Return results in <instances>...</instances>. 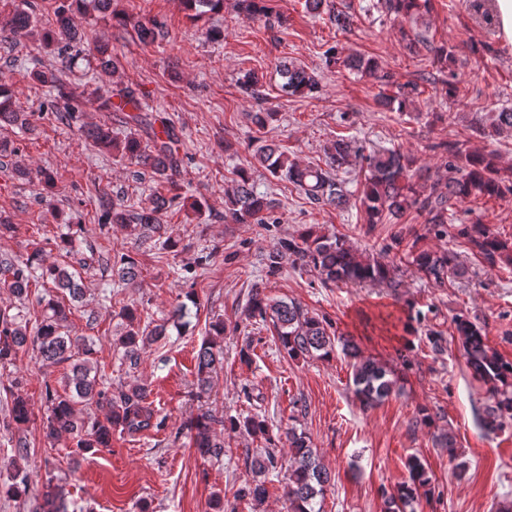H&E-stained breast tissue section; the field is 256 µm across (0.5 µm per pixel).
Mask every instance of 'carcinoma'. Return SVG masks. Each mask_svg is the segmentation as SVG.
Returning <instances> with one entry per match:
<instances>
[{
	"label": "carcinoma",
	"mask_w": 512,
	"mask_h": 512,
	"mask_svg": "<svg viewBox=\"0 0 512 512\" xmlns=\"http://www.w3.org/2000/svg\"><path fill=\"white\" fill-rule=\"evenodd\" d=\"M240 9L249 18L267 16V0H239ZM429 0H385L387 11L408 17L420 15L421 8ZM186 8L198 15L216 11L223 0H183ZM106 13L112 9V0H58L54 10V22L42 32L43 43L54 50L61 68L68 69L90 55L104 69L114 67V56L109 41L99 38L89 47L84 46L80 33L74 28L72 15L81 10ZM36 23L34 5L29 0L15 6L8 32L0 36V43L19 41L32 34ZM161 24L151 21L134 25L138 40L143 44L154 42ZM287 77L283 90L290 95L308 94L318 87L315 77L305 68L293 63L283 65ZM64 104L56 106V119L68 124L75 118L77 106L64 91H58ZM118 98L127 109L125 124L129 132L123 139L112 137V128L105 124L81 128L82 136L103 148L113 150L130 163L148 169L160 182L152 190L146 203L130 207L105 197L100 200L103 220L116 224L128 235L141 242L148 233L164 238L167 249L177 242L167 236L160 216L172 206L176 196L165 194V187L176 185L182 158L179 156L178 136L171 129L165 136L158 135L155 124L165 126L163 119L154 122L144 109L137 89L120 85L103 99L102 107L112 110V98ZM17 126L31 132L33 125L24 110L16 106L8 83L0 78V127ZM492 129L495 135L512 137V110L496 113ZM429 149L440 153L441 163L436 177H426L424 182L414 180L411 168L414 159L398 149L374 152L367 157L363 190L358 202L365 214V223L400 224L410 211L424 217V232L408 231L413 238L411 246L404 249V237L394 236L390 243L377 254H363L354 249L343 235L328 236L312 227L297 236L280 241L265 255L266 273L277 275L283 260L293 262L305 272H314L325 285L339 282L384 285L397 287L394 270L397 264L415 268L420 277L437 287L448 283V275L461 276L464 267L456 262L453 253L440 248H420L418 243L432 235L436 238H462L472 254L490 267H512V239L496 234L490 225L478 218L468 224L454 223L458 205L471 199L503 200L512 196V176L504 177L498 167L494 152L465 149V142H439ZM353 147L345 138H338L326 149L325 166H301L274 146L263 144L254 158L274 177H285L307 199L334 209H344L351 203V194L336 182L331 170L347 164ZM224 221L237 224L256 222L267 224L273 219L275 202L254 188L252 173L243 168L233 187L225 191ZM112 276L124 285L138 288L141 271L129 257L112 265ZM0 283L10 288L19 303L29 300L32 289L46 287L65 291L70 296L66 306L54 298L42 300L41 320L34 329H28L27 312L15 313L0 309V366L15 365L17 355L30 345L42 362L51 366H67L70 374L64 377L63 391L45 386L47 416L44 421L45 437L54 448L62 438L75 441L79 451L89 452L96 448L112 447V428L119 427L129 433H138L156 426V413L148 402L149 389L145 384L122 385L112 389V377L97 374L93 363L95 350L84 337L71 333L69 316L75 303L82 298V288L76 273L55 264H46L43 249L35 248L25 258L0 259ZM121 317L124 331L112 339L121 352V359L137 363L147 346L164 336L166 323L152 329L140 327V316L134 307L124 306ZM241 320L269 321L288 354L296 359H329L341 346L343 354L350 358L354 394L360 405L372 408L384 402L395 391L397 378L387 364L361 355L358 345L344 333L333 330L326 319L309 312L300 304L274 300L255 287L241 312ZM461 344L466 366L489 386L488 403L483 419L485 427L495 432L512 420V361L504 359L490 346L484 325L458 314L453 320ZM224 322L209 325L198 353L196 381L199 394L210 390L211 374L224 362ZM10 399L8 416L0 421V428L8 433L11 443L12 483L0 487V493L20 498L28 492V473L18 461L28 457L31 443L26 431L31 422L28 402L21 393V382L14 379L3 388ZM229 426L232 431H242L254 438L270 443L273 431L267 420L258 415L242 419L231 417L223 420L207 410L187 423L190 446L202 457L218 459L224 456V441L217 439L215 427ZM290 473L284 496L288 512H321L317 508L324 498L329 474L322 466L317 452L304 433L288 429ZM409 480L399 483L385 495V512H415V504L421 496L432 492V480L426 465L418 456L406 462ZM278 468V458L268 450L265 456L252 462L255 475H267ZM267 494L265 482L252 480L239 487L234 497L260 500ZM32 512H69L59 485H48L44 503Z\"/></svg>",
	"instance_id": "obj_1"
}]
</instances>
